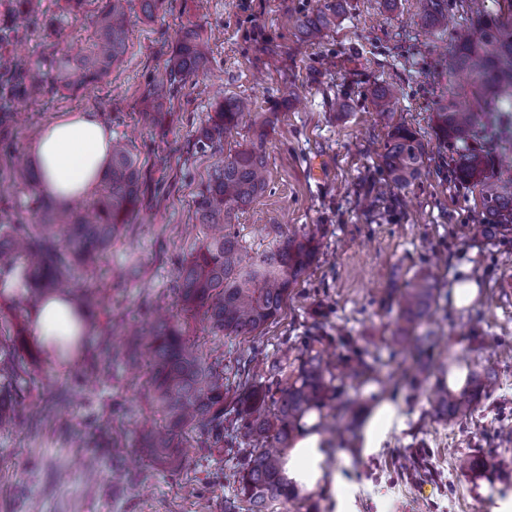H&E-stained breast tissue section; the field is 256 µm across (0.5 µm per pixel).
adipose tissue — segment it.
<instances>
[{
  "label": "adipose tissue",
  "instance_id": "obj_1",
  "mask_svg": "<svg viewBox=\"0 0 512 512\" xmlns=\"http://www.w3.org/2000/svg\"><path fill=\"white\" fill-rule=\"evenodd\" d=\"M112 151V133L93 113L61 117L47 125L34 146L42 167L41 189L59 204L70 205L95 191L101 167ZM34 334L44 339L71 335V306L50 299L31 313ZM401 417L397 404L383 401L366 421L362 442L366 451L380 448ZM316 416L306 419V428L288 458L287 474L297 487L326 488L340 505L339 512H352L353 486L339 474L329 473L324 449L327 442L315 428Z\"/></svg>",
  "mask_w": 512,
  "mask_h": 512
}]
</instances>
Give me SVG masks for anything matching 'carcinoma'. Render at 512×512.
<instances>
[{"instance_id": "cac0c4a2", "label": "carcinoma", "mask_w": 512, "mask_h": 512, "mask_svg": "<svg viewBox=\"0 0 512 512\" xmlns=\"http://www.w3.org/2000/svg\"><path fill=\"white\" fill-rule=\"evenodd\" d=\"M420 20L430 31L448 29V8L466 10V23L452 36L445 58L448 74L467 78L468 96L437 102L435 134L451 148L447 166L461 186L479 188L478 218L489 238L512 236V168L497 164L499 152L512 144V0H502L496 12L485 0H420ZM130 0H105L96 16L87 53L77 60L61 56L55 62L56 86L79 89L106 75L123 56L127 38ZM347 0H323L314 14L300 20L302 34L315 40L335 25ZM207 58L206 47L189 35L173 51L165 77L148 92L152 109L158 110L186 76ZM38 95L47 88L38 67L19 57H6L0 68V99L14 97L17 87ZM398 90L391 84L370 91L374 110L391 121L381 158L380 191L403 189L420 180L427 151L421 139L401 122L392 109ZM249 111L247 101L230 98L208 113L198 128L197 143L214 147L238 126ZM266 126L259 127L250 145L224 155L208 182L196 195V214L208 233L202 244L177 268L175 290L185 313L202 314L213 336H253L280 316L288 294L310 268L319 252L313 235L286 234L278 224L264 226L266 249L246 246L236 229L243 212L267 185V160L263 144ZM15 182L31 186L40 179L32 166L13 170ZM141 172L136 156L121 140L112 143V159L98 198L88 207L62 217L44 199L35 200L40 224H7L0 221V272H19L32 307L58 296L76 312V332L39 343L40 349L59 363L75 358L99 381L112 377L109 358L145 363L150 374L152 398L162 409L164 422L141 430L140 441L148 454L174 465L179 462L182 435L197 433L199 445L209 454L233 456L236 465L235 497L224 500V512H272L275 503L299 500V489L286 475L285 465L301 422L315 412V429L327 428L323 410L330 409L335 429L354 416L357 400L344 390V380L365 376L375 369L366 359L326 361L323 337L304 340L293 362L288 353L261 365L257 354L242 351L228 363L209 360L185 337L179 326L159 318L148 327L120 338L96 329L88 308L97 293L84 286L78 270L107 251L129 225L139 202ZM140 263L129 256L113 278L114 287L125 288L138 278ZM0 293V394L23 400L30 377L19 354L25 344L22 329L14 322L13 307ZM437 280L430 272L415 276L398 301L401 325L397 345H410L416 375L427 372L423 359L436 343L429 331L416 329L437 305ZM496 373L486 368L471 374L469 388L443 390L430 414L441 422L461 421L473 413L480 397L489 392Z\"/></svg>"}]
</instances>
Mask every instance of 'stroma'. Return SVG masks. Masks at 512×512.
<instances>
[{
    "instance_id": "stroma-1",
    "label": "stroma",
    "mask_w": 512,
    "mask_h": 512,
    "mask_svg": "<svg viewBox=\"0 0 512 512\" xmlns=\"http://www.w3.org/2000/svg\"><path fill=\"white\" fill-rule=\"evenodd\" d=\"M320 0H161L153 18L132 8L128 42L120 63L100 81L37 98L16 96L9 104L19 122L0 133V204L10 219L35 223L31 193L11 185L13 163L32 159L42 129L62 116L95 113L137 155L145 178L139 212L110 250L96 261L88 285L105 289L102 324L122 332L149 307H162L172 323H185L203 349L220 347L225 357L251 347L269 358L297 355L308 329L320 327L332 357L363 350L387 361L382 374L397 383L367 380L359 387L357 424L385 399L400 402L403 429L383 448L365 453L348 445L328 460L329 471L353 481L357 512H497L512 504V443L499 433L512 428V243L459 235L475 224L476 190L446 180L435 136V103L456 92L440 51L449 32H425L419 0H348L336 27L300 45L295 20ZM101 0H84L62 13L59 0H42L37 20H16L10 53L41 63L51 77L57 57L84 54ZM188 34L206 43L204 66L166 101L157 125H145L147 90L165 73L166 62ZM399 89L397 110L424 143L429 159L421 179L385 195L386 211L364 206L380 179L379 154L387 138L385 117L373 112L370 90L381 83ZM348 92L345 111L336 98ZM228 97L251 101V110L227 135L223 148H199L196 130L207 112ZM275 119L264 143L265 192L239 216L242 236L265 249L259 230L278 224L316 233L317 260L293 289L280 317L261 335L245 339L212 336L184 318L174 291L177 264L200 246L206 228L195 219L194 200L227 150L254 140L256 123ZM142 262L138 285L112 292V274L128 254ZM433 269L440 299L428 322L448 342L434 352L426 381L412 387L401 375L408 363L392 356L397 296L413 276ZM475 280L470 306L452 303V285ZM493 364L498 381L472 417L438 423L430 416L436 389L445 387L449 366L471 372ZM52 381L33 389L20 419L0 428V512H224L233 496V460L209 455L193 433L183 437L176 469L150 461L143 449L106 448L101 420H111L128 438L160 420L144 372L117 369L111 386L88 382L82 361L59 364ZM70 391L54 406L53 422L31 427L30 412ZM52 405V404H51ZM473 469L458 466L461 456ZM94 457L96 483L81 466Z\"/></svg>"
}]
</instances>
